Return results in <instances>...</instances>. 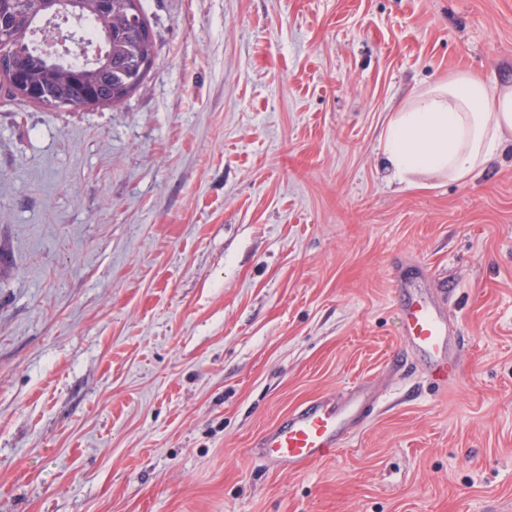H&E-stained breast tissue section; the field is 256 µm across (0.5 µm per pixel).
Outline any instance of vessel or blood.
Listing matches in <instances>:
<instances>
[{"label":"vessel or blood","instance_id":"obj_1","mask_svg":"<svg viewBox=\"0 0 512 512\" xmlns=\"http://www.w3.org/2000/svg\"><path fill=\"white\" fill-rule=\"evenodd\" d=\"M400 332L416 354L437 363V375L446 379L456 375V367L440 366L448 326L427 300L412 295L400 312ZM378 401L365 385L350 387L336 399H319L296 408L288 419L272 427L260 443L261 457L297 470L344 447L364 411Z\"/></svg>","mask_w":512,"mask_h":512}]
</instances>
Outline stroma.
<instances>
[{"instance_id": "35a3bbf8", "label": "stroma", "mask_w": 512, "mask_h": 512, "mask_svg": "<svg viewBox=\"0 0 512 512\" xmlns=\"http://www.w3.org/2000/svg\"><path fill=\"white\" fill-rule=\"evenodd\" d=\"M121 108L0 83V512H512V148L416 187L412 91L512 86V0H143ZM444 306L455 379L399 334ZM384 397L291 471L299 404Z\"/></svg>"}]
</instances>
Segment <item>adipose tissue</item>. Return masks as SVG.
I'll use <instances>...</instances> for the list:
<instances>
[{"label":"adipose tissue","mask_w":512,"mask_h":512,"mask_svg":"<svg viewBox=\"0 0 512 512\" xmlns=\"http://www.w3.org/2000/svg\"><path fill=\"white\" fill-rule=\"evenodd\" d=\"M512 135V88L466 74L413 93L382 134L383 165L393 179L460 181L484 168Z\"/></svg>","instance_id":"adipose-tissue-1"}]
</instances>
